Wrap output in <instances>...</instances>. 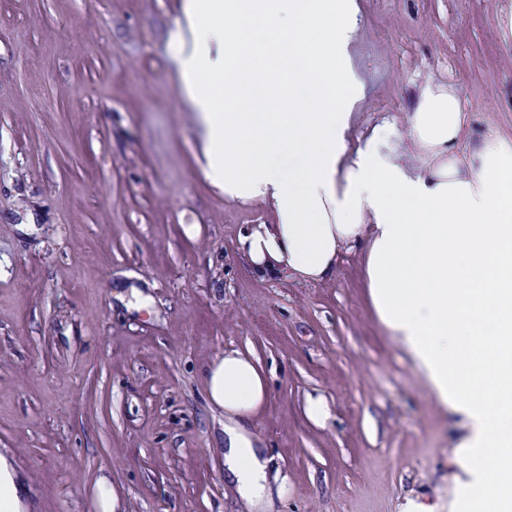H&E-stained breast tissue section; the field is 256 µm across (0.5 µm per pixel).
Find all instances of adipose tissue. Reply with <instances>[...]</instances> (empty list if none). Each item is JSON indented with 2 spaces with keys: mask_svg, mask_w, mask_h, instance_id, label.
I'll list each match as a JSON object with an SVG mask.
<instances>
[{
  "mask_svg": "<svg viewBox=\"0 0 512 512\" xmlns=\"http://www.w3.org/2000/svg\"><path fill=\"white\" fill-rule=\"evenodd\" d=\"M185 14L193 37L176 46L208 176L275 213L240 237L242 250L258 270L301 282L362 253L378 319L463 419L471 500L512 512V137L465 139L463 103L439 85L422 92L406 135L386 120L353 140L364 96L348 55L357 0H187ZM253 68L302 89L292 110L241 111ZM406 140L421 171L397 161ZM205 377L224 411V471L247 505L269 512L268 461L251 430L268 397L259 363L229 350Z\"/></svg>",
  "mask_w": 512,
  "mask_h": 512,
  "instance_id": "adipose-tissue-1",
  "label": "adipose tissue"
}]
</instances>
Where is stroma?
<instances>
[{
  "mask_svg": "<svg viewBox=\"0 0 512 512\" xmlns=\"http://www.w3.org/2000/svg\"><path fill=\"white\" fill-rule=\"evenodd\" d=\"M357 2L356 137L405 129L438 84L467 136H512V0ZM186 27L185 0H0V456L21 512H100L102 477L120 512H250L203 382L229 349L269 374L253 431L274 512H467L462 431L378 320L361 255L318 283L242 255L274 212L206 174ZM135 290L147 308H128Z\"/></svg>",
  "mask_w": 512,
  "mask_h": 512,
  "instance_id": "1",
  "label": "stroma"
}]
</instances>
